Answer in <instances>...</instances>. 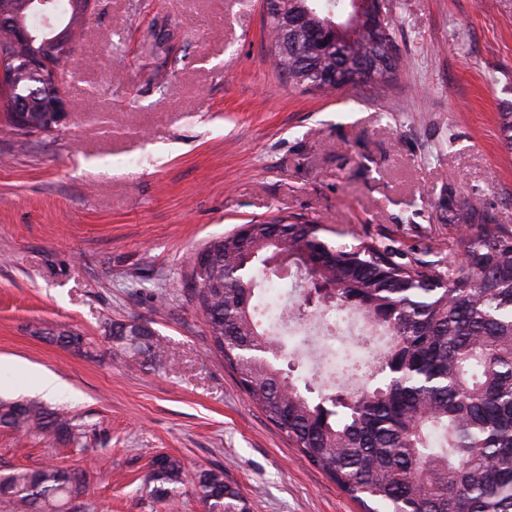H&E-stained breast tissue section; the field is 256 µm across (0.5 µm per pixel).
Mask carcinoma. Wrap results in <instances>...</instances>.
<instances>
[{
  "mask_svg": "<svg viewBox=\"0 0 512 512\" xmlns=\"http://www.w3.org/2000/svg\"><path fill=\"white\" fill-rule=\"evenodd\" d=\"M88 0H68L61 24L33 30L36 40L20 55L41 52L57 59L59 49L43 38L65 33L75 45L85 26ZM353 15L354 54L375 71L343 67L340 37L329 24ZM299 22L295 40L321 31L299 66L281 54L279 17ZM272 62L288 81L306 89L377 84L402 65L381 0H272L265 17ZM14 79L3 95L5 120L17 135L10 100L26 97L38 80L23 61L9 62ZM313 221L252 222L213 244L206 267L189 265L193 299L204 316L214 352L237 374L258 405L302 456L322 470L365 512H512V230L502 224H471L459 240L463 258L445 267L400 262L389 245L367 235L350 247L333 246ZM277 250L296 256V276L307 288L306 305L350 306L388 336L374 382L353 391L322 390L290 376L280 366L281 338L266 334L256 318L268 259ZM110 348L132 359L161 365L162 352L147 326L109 327ZM0 427L44 437L72 434L71 418L28 402L0 401ZM84 472L48 463L0 478V498L15 512L71 497L87 484ZM193 489L207 512H249L240 487L224 469L190 472L169 455L152 461L145 493L175 504Z\"/></svg>",
  "mask_w": 512,
  "mask_h": 512,
  "instance_id": "carcinoma-1",
  "label": "carcinoma"
}]
</instances>
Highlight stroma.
<instances>
[{
  "instance_id": "stroma-1",
  "label": "stroma",
  "mask_w": 512,
  "mask_h": 512,
  "mask_svg": "<svg viewBox=\"0 0 512 512\" xmlns=\"http://www.w3.org/2000/svg\"><path fill=\"white\" fill-rule=\"evenodd\" d=\"M383 5L403 69L321 93L280 77L260 0H94L58 69L62 122L0 127V400L73 424L59 440L0 427V477L50 459L89 476L44 512H168L141 489L160 452L223 467L250 512H363L215 355L187 273L205 243L274 216L427 264L458 259L469 201L512 228V0ZM144 321L163 366L109 354L108 323ZM63 330L91 354L54 341ZM41 370L63 395L35 389Z\"/></svg>"
}]
</instances>
